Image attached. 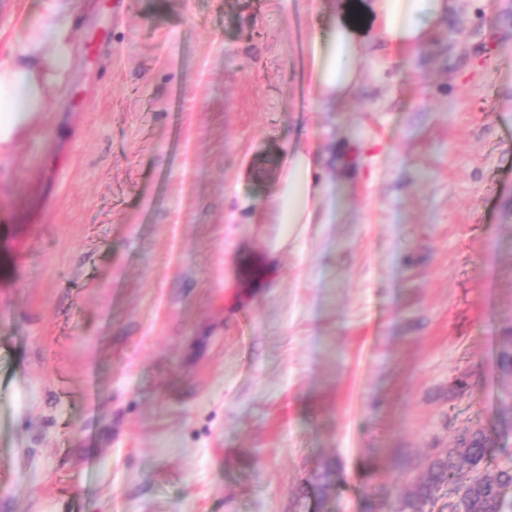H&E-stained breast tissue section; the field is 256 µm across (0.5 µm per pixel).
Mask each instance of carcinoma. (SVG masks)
<instances>
[{
  "mask_svg": "<svg viewBox=\"0 0 512 512\" xmlns=\"http://www.w3.org/2000/svg\"><path fill=\"white\" fill-rule=\"evenodd\" d=\"M489 448L480 429H468L452 448H436L420 464L407 456L399 460L406 469L422 468L413 487L399 496L393 512H432L438 492L448 488V512H512V467L483 473ZM316 479L324 486L339 484L336 464L323 465Z\"/></svg>",
  "mask_w": 512,
  "mask_h": 512,
  "instance_id": "1",
  "label": "carcinoma"
}]
</instances>
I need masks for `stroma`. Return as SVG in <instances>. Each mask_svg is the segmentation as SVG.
<instances>
[{
  "label": "stroma",
  "mask_w": 512,
  "mask_h": 512,
  "mask_svg": "<svg viewBox=\"0 0 512 512\" xmlns=\"http://www.w3.org/2000/svg\"><path fill=\"white\" fill-rule=\"evenodd\" d=\"M45 2L0 0V58ZM335 19L83 0L68 84L0 155V512H391L398 455L467 428L512 462V0L377 46L338 111L306 71ZM305 136L365 155L268 275L284 228L250 213Z\"/></svg>",
  "instance_id": "obj_1"
}]
</instances>
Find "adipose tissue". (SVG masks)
<instances>
[{"instance_id":"adipose-tissue-1","label":"adipose tissue","mask_w":512,"mask_h":512,"mask_svg":"<svg viewBox=\"0 0 512 512\" xmlns=\"http://www.w3.org/2000/svg\"><path fill=\"white\" fill-rule=\"evenodd\" d=\"M455 0H336L331 31L314 36L309 75L324 105L347 101L363 77L362 63L376 43L401 49L428 44L436 22L449 15ZM74 7L49 0L47 16L16 40L9 58L0 61V149L37 124L56 90L62 88L76 55L72 37ZM326 156L314 145L290 149L284 168L262 211L265 224L287 229L274 243L282 248L290 234L312 224H335L343 216L340 180L324 171Z\"/></svg>"}]
</instances>
